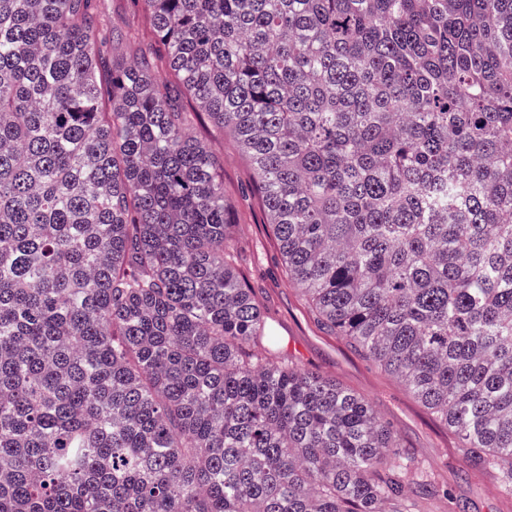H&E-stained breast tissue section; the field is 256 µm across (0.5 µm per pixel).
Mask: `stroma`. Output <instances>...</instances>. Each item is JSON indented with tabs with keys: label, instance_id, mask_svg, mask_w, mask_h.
Here are the masks:
<instances>
[{
	"label": "stroma",
	"instance_id": "obj_1",
	"mask_svg": "<svg viewBox=\"0 0 512 512\" xmlns=\"http://www.w3.org/2000/svg\"><path fill=\"white\" fill-rule=\"evenodd\" d=\"M100 9L105 25L128 34L127 39L114 42L111 53L131 63L136 41L150 36L145 16L132 0H101ZM192 132L211 142L224 169V196L235 205L232 232L240 242L236 265L267 312L281 353L363 397L374 413L393 427L409 452L437 470L452 495L466 504L467 512H512V499L503 495L497 475L476 472L461 477L454 436L404 385L366 360L345 339L329 335L313 321L289 282L264 223L261 202L253 192L250 163L232 138L212 140L200 123Z\"/></svg>",
	"mask_w": 512,
	"mask_h": 512
}]
</instances>
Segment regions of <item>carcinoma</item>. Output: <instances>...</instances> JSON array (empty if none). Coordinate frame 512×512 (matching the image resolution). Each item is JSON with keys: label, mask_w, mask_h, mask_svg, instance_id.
<instances>
[{"label": "carcinoma", "mask_w": 512, "mask_h": 512, "mask_svg": "<svg viewBox=\"0 0 512 512\" xmlns=\"http://www.w3.org/2000/svg\"><path fill=\"white\" fill-rule=\"evenodd\" d=\"M99 2L0 0V512H466L274 347L202 118L313 320L511 498L512 0H137L130 65Z\"/></svg>", "instance_id": "obj_1"}]
</instances>
